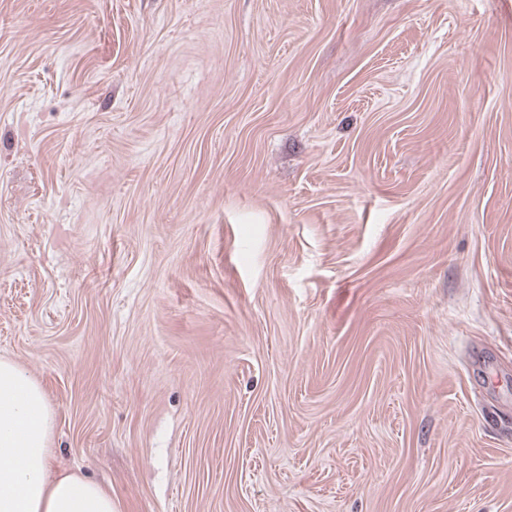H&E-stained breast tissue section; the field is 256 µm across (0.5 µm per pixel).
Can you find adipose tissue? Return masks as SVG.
Wrapping results in <instances>:
<instances>
[{"mask_svg": "<svg viewBox=\"0 0 512 512\" xmlns=\"http://www.w3.org/2000/svg\"><path fill=\"white\" fill-rule=\"evenodd\" d=\"M55 417L41 384L0 357V512H115L88 477L50 475Z\"/></svg>", "mask_w": 512, "mask_h": 512, "instance_id": "adipose-tissue-1", "label": "adipose tissue"}]
</instances>
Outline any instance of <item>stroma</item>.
Instances as JSON below:
<instances>
[{
	"label": "stroma",
	"mask_w": 512,
	"mask_h": 512,
	"mask_svg": "<svg viewBox=\"0 0 512 512\" xmlns=\"http://www.w3.org/2000/svg\"><path fill=\"white\" fill-rule=\"evenodd\" d=\"M0 356L117 512H512V0H0Z\"/></svg>",
	"instance_id": "1"
}]
</instances>
